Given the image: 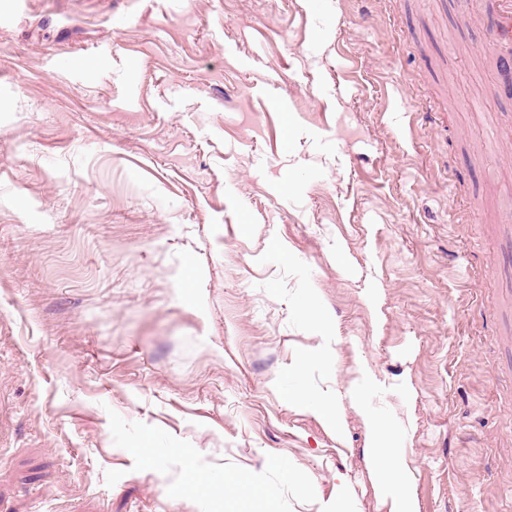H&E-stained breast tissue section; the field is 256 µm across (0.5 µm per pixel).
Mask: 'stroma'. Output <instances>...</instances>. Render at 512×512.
<instances>
[{"instance_id":"1","label":"stroma","mask_w":512,"mask_h":512,"mask_svg":"<svg viewBox=\"0 0 512 512\" xmlns=\"http://www.w3.org/2000/svg\"><path fill=\"white\" fill-rule=\"evenodd\" d=\"M484 20L0 0V512H387L368 410L419 512H512V95ZM288 401L293 403L307 405L319 418H321L328 427L338 430L341 422V404L339 398L324 397L313 405L307 402L304 391L296 386L293 390H288Z\"/></svg>"}]
</instances>
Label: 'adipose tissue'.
Segmentation results:
<instances>
[{
  "mask_svg": "<svg viewBox=\"0 0 512 512\" xmlns=\"http://www.w3.org/2000/svg\"><path fill=\"white\" fill-rule=\"evenodd\" d=\"M364 420L372 455L374 480L385 498L388 512H418L410 492V474L393 445L388 422L369 412L365 413Z\"/></svg>",
  "mask_w": 512,
  "mask_h": 512,
  "instance_id": "1",
  "label": "adipose tissue"
}]
</instances>
